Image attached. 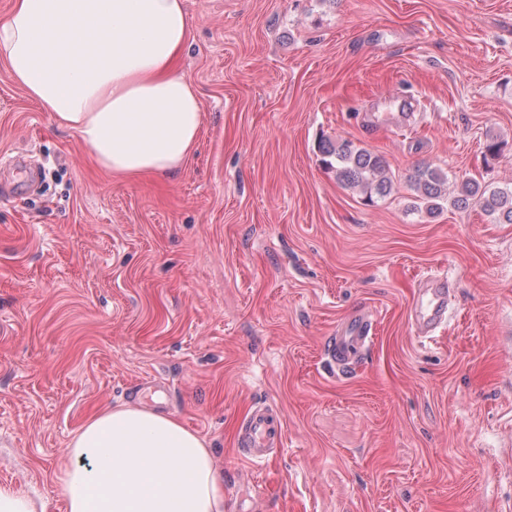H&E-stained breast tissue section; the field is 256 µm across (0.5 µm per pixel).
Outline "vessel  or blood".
Returning <instances> with one entry per match:
<instances>
[{
    "label": "vessel or blood",
    "mask_w": 512,
    "mask_h": 512,
    "mask_svg": "<svg viewBox=\"0 0 512 512\" xmlns=\"http://www.w3.org/2000/svg\"><path fill=\"white\" fill-rule=\"evenodd\" d=\"M426 304L416 314L418 329L426 333L442 325L448 315V290L443 280L434 278L418 293ZM373 324L367 316H352L341 333L329 337L326 356L337 372L347 371L361 349L372 339ZM283 430L277 412L259 405L251 407L242 418L236 444L243 457L252 463L265 462L281 446Z\"/></svg>",
    "instance_id": "vessel-or-blood-1"
}]
</instances>
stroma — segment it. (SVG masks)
I'll return each mask as SVG.
<instances>
[{"mask_svg":"<svg viewBox=\"0 0 512 512\" xmlns=\"http://www.w3.org/2000/svg\"><path fill=\"white\" fill-rule=\"evenodd\" d=\"M185 8L203 121L167 177L113 180L0 62V153L27 161L0 171V486L66 512L72 436L138 402L205 439L231 512H512V224L409 182L512 188V0ZM324 139L383 155L390 195L339 183ZM359 311L375 337L333 373ZM255 404L284 431L260 468L234 446ZM410 180L420 193L418 207H424L429 214H434L442 207L441 201L448 200V177L441 170L430 166H419ZM418 293V299H426L423 309L415 314L418 321V329L421 333H427L435 327L442 325L448 315V289L442 279H431Z\"/></svg>","mask_w":512,"mask_h":512,"instance_id":"1","label":"stroma"}]
</instances>
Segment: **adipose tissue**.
<instances>
[{
  "label": "adipose tissue",
  "instance_id": "ef3b65f1",
  "mask_svg": "<svg viewBox=\"0 0 512 512\" xmlns=\"http://www.w3.org/2000/svg\"><path fill=\"white\" fill-rule=\"evenodd\" d=\"M183 0H14L0 59L44 111L75 131L115 179L167 175L191 154L199 97L178 64ZM57 484L67 512H224L204 438L131 404L90 418Z\"/></svg>",
  "mask_w": 512,
  "mask_h": 512
}]
</instances>
